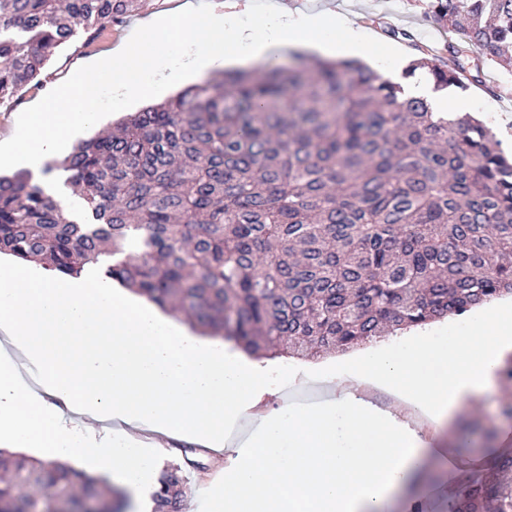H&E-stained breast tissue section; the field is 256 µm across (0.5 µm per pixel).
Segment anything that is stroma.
Here are the masks:
<instances>
[{"mask_svg":"<svg viewBox=\"0 0 512 512\" xmlns=\"http://www.w3.org/2000/svg\"><path fill=\"white\" fill-rule=\"evenodd\" d=\"M290 10L300 12H332L347 16L366 32L386 35L389 47H400L393 37L396 29H404L413 36L414 57H422L424 50H438L450 40L448 31L441 28L426 12L424 0H282ZM176 0H144L142 9L107 28L100 36L88 38L79 33L69 47L63 48L41 77L40 84L29 85L22 96L13 102L0 104V138L8 134L13 115L24 111L37 97L52 94L58 83L73 74L75 63L97 57L103 50L124 40L136 21L162 15L174 8ZM449 102H461L468 112L484 120L494 141L505 153H512V73L495 64L484 67L483 81L471 85L468 91H449ZM134 103L113 98L109 86H101L93 104L98 117L86 126L82 139H89L99 130L115 123L124 115L137 111ZM337 353L323 354L313 359H285L269 361L270 370H288L287 385L271 387L259 405L261 412L276 410L288 395L296 392L301 380H318L330 367L335 366ZM512 398V389L476 397L472 411L460 419L456 428L445 431L441 437L451 459L431 465L430 476L411 496L419 506V512H448V491L460 474L471 464L485 460L486 456L505 448H512V421L499 414L505 398ZM467 440V451H460L458 443ZM143 448L158 464L184 463L192 458L203 461V468H188L187 494L184 512H195L196 501L206 494L212 480L223 475L226 457L223 452L205 447L184 438H165L143 430Z\"/></svg>","mask_w":512,"mask_h":512,"instance_id":"stroma-1","label":"stroma"}]
</instances>
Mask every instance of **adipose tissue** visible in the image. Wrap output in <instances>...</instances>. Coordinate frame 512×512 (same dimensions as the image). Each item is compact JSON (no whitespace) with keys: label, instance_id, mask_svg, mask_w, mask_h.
I'll use <instances>...</instances> for the list:
<instances>
[{"label":"adipose tissue","instance_id":"1","mask_svg":"<svg viewBox=\"0 0 512 512\" xmlns=\"http://www.w3.org/2000/svg\"><path fill=\"white\" fill-rule=\"evenodd\" d=\"M343 52L376 58L359 27L333 14H295L269 5L256 21L207 0H179L167 15L137 24L127 39L81 64L53 94L34 99L0 139V165L21 163L73 214L85 209L57 174H43L77 129L91 123L102 80L120 100L154 93L179 54L194 79L289 55ZM0 447L45 448L90 475L126 484L136 512H155L159 483L141 449L116 442L102 423L187 435L224 448L230 464L203 512H396L437 449L416 425L439 427L475 397L495 392L512 358V316L484 317L436 343L426 333L358 357L323 378L310 404L285 402L259 419L265 368L228 342L195 335L117 287L104 265L77 277L33 266H0ZM411 409L398 420L365 392Z\"/></svg>","mask_w":512,"mask_h":512}]
</instances>
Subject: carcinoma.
Masks as SVG:
<instances>
[{"mask_svg": "<svg viewBox=\"0 0 512 512\" xmlns=\"http://www.w3.org/2000/svg\"><path fill=\"white\" fill-rule=\"evenodd\" d=\"M143 0H0V103L77 27L96 37ZM460 34L414 63L438 91L484 62L512 71V0H425ZM57 168L83 223L22 172L0 176V253L108 272L260 358L358 349L512 296V161L485 123L435 112L383 74L313 60L237 71L133 112ZM470 474L451 512H512V450ZM158 512H182L180 464ZM122 493L49 459L0 452V512H117Z\"/></svg>", "mask_w": 512, "mask_h": 512, "instance_id": "carcinoma-1", "label": "carcinoma"}]
</instances>
